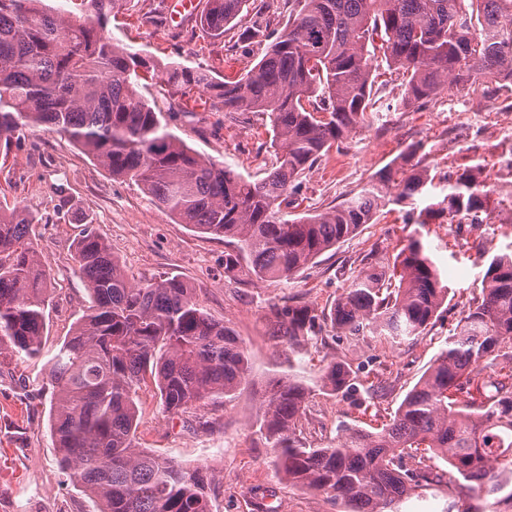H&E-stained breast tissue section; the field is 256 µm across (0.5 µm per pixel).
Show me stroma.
I'll return each mask as SVG.
<instances>
[{
	"label": "stroma",
	"mask_w": 512,
	"mask_h": 512,
	"mask_svg": "<svg viewBox=\"0 0 512 512\" xmlns=\"http://www.w3.org/2000/svg\"><path fill=\"white\" fill-rule=\"evenodd\" d=\"M169 0H124L104 25L106 34L154 56L209 70L217 80L251 70L267 44L244 39L249 16H239L215 39L188 13L172 15ZM170 125L188 146L238 172L262 177L275 163L268 117L253 112H218L209 92L194 94ZM512 89L487 90L484 80L450 87L432 102L392 112L367 111L365 121L332 148L302 178L289 218L329 210L343 202L409 145L424 144V165L433 179L429 195H440L449 175L473 164L494 188L484 223L439 219L417 227L410 208L380 211L356 236L336 244L313 265L287 281L224 275V240L192 231L160 211L131 180H118L64 136L39 127L22 130L0 159V207L24 205L38 219L31 228L49 273L44 354L0 365V512H97V505L63 473L49 425L47 357L70 336L89 302L74 259V242L92 224L109 244L129 278L177 275L195 288L202 305L234 327L251 362L247 385L229 404L196 408L176 417L163 413L153 382L139 391L138 447L202 467L210 484L213 512H262L260 490L275 491L280 512H340L326 495L285 482L274 452L258 435V397L289 360L303 379H318L327 364L344 360L359 391L317 393L308 404L303 432L322 446L343 426L386 422L438 355L481 286L491 255L512 244ZM421 232L450 292L427 334L394 346L376 338H328L325 347L292 355L272 336V302L330 306L376 251L392 262L409 234ZM212 421L202 429V421Z\"/></svg>",
	"instance_id": "obj_1"
}]
</instances>
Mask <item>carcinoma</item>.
<instances>
[{"instance_id":"obj_1","label":"carcinoma","mask_w":512,"mask_h":512,"mask_svg":"<svg viewBox=\"0 0 512 512\" xmlns=\"http://www.w3.org/2000/svg\"><path fill=\"white\" fill-rule=\"evenodd\" d=\"M0 0V146L28 126L68 137L112 177L141 184L176 223L224 237V274L241 269L283 281L355 236L390 206L413 205L432 183L410 145L342 204L287 219L282 203L303 174L347 140L376 107L372 60L383 52L406 76L387 111L430 102L442 88L477 75L512 83V0H288V26L274 34L257 18L245 39L269 44L236 80L167 63V111L139 92L159 65L104 33L123 0ZM248 0H206L197 21L213 38ZM212 92L219 112H264L277 165L254 179L204 157L169 130L195 90ZM482 166L463 169L447 193L420 210L421 223L458 216L480 224L490 190ZM35 217L0 208V357L43 352L49 305L45 265L29 237ZM366 264L329 308L273 302L272 336L296 353L335 336L413 341L448 297L422 238L411 235L392 264ZM75 261L89 305L48 360L51 433L70 480L99 512H212L203 470L138 448L137 393L150 376L163 411L232 401L249 382L250 358L237 332L215 319L176 276L129 278L106 241L86 224ZM355 376L331 362L314 386L293 372L260 396L259 432L288 485L341 502L346 512H401L435 483L456 512L512 506V253L495 254L480 295L449 334L393 416L374 430L345 427L325 446L305 442L302 423L315 392H348ZM448 465L443 470L436 465Z\"/></svg>"}]
</instances>
